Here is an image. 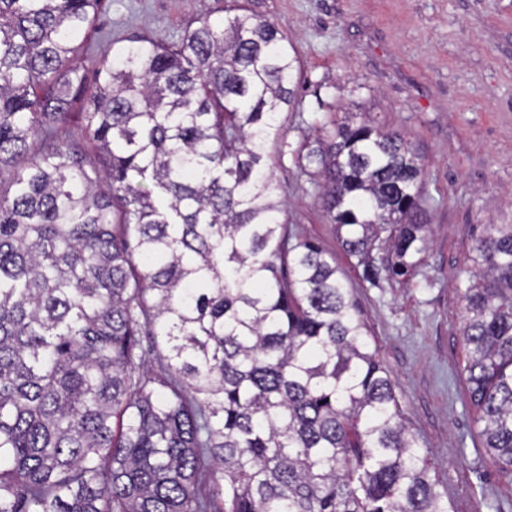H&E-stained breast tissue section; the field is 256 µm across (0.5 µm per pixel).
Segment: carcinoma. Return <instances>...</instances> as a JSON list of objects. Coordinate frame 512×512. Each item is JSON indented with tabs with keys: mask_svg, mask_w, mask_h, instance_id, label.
<instances>
[{
	"mask_svg": "<svg viewBox=\"0 0 512 512\" xmlns=\"http://www.w3.org/2000/svg\"><path fill=\"white\" fill-rule=\"evenodd\" d=\"M98 5L0 0V512H450L275 175L289 160L316 185L363 284L407 286L420 154L360 112L292 145L300 60L241 4L127 39L88 94ZM466 273L464 381L512 474V224L486 225Z\"/></svg>",
	"mask_w": 512,
	"mask_h": 512,
	"instance_id": "cac0c4a2",
	"label": "carcinoma"
}]
</instances>
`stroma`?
I'll use <instances>...</instances> for the list:
<instances>
[{"label": "stroma", "mask_w": 512, "mask_h": 512, "mask_svg": "<svg viewBox=\"0 0 512 512\" xmlns=\"http://www.w3.org/2000/svg\"><path fill=\"white\" fill-rule=\"evenodd\" d=\"M275 23L302 68L298 143L316 111H360L423 157L432 240L410 286L363 287L317 189L277 170L298 232L335 254L382 365L454 512H512V475L487 453L463 368L465 260L488 224H512V0H240ZM231 0H100L78 55L88 74L119 41L177 40L187 23L225 19Z\"/></svg>", "instance_id": "35a3bbf8"}]
</instances>
